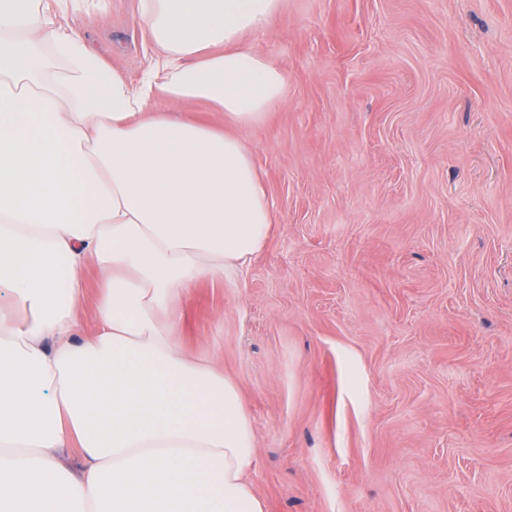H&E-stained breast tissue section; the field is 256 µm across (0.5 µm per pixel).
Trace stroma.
Instances as JSON below:
<instances>
[{
  "instance_id": "35a3bbf8",
  "label": "stroma",
  "mask_w": 512,
  "mask_h": 512,
  "mask_svg": "<svg viewBox=\"0 0 512 512\" xmlns=\"http://www.w3.org/2000/svg\"><path fill=\"white\" fill-rule=\"evenodd\" d=\"M139 0L74 5L136 79ZM286 96L246 140L274 203L185 345L240 391L268 512H512V0H285Z\"/></svg>"
}]
</instances>
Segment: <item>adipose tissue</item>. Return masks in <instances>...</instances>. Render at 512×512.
<instances>
[{"mask_svg": "<svg viewBox=\"0 0 512 512\" xmlns=\"http://www.w3.org/2000/svg\"><path fill=\"white\" fill-rule=\"evenodd\" d=\"M283 2L140 0L154 55L133 83L64 0H0V512H267L239 389L182 344L177 303L270 236L243 133L286 79L245 37ZM169 101L206 102L223 125ZM83 292L81 321L83 323L80 336H88L92 331V313L97 298L98 273L92 265H88L80 274Z\"/></svg>", "mask_w": 512, "mask_h": 512, "instance_id": "adipose-tissue-1", "label": "adipose tissue"}]
</instances>
